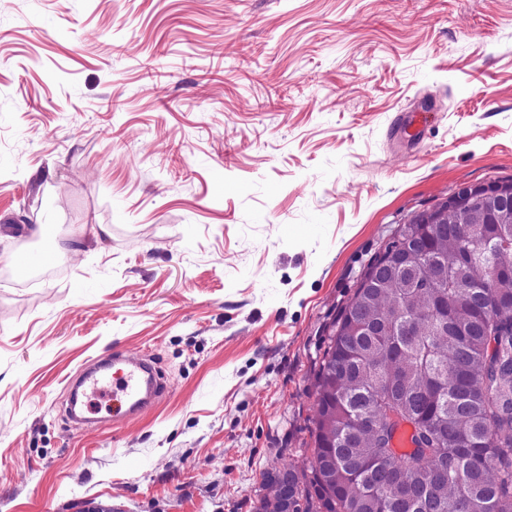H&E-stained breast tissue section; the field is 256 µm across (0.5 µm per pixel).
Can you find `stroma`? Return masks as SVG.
<instances>
[{"label": "stroma", "instance_id": "stroma-1", "mask_svg": "<svg viewBox=\"0 0 512 512\" xmlns=\"http://www.w3.org/2000/svg\"><path fill=\"white\" fill-rule=\"evenodd\" d=\"M511 178L512 0H0V269L58 270L0 276V512H254L369 261ZM111 348L168 391L74 428Z\"/></svg>", "mask_w": 512, "mask_h": 512}]
</instances>
